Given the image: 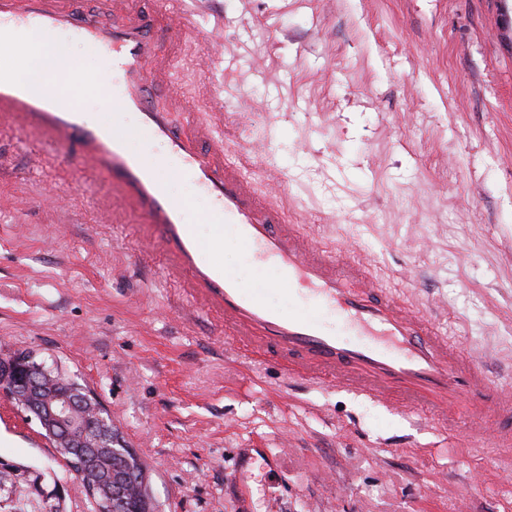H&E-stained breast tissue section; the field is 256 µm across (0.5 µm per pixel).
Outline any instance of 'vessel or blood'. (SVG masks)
I'll return each instance as SVG.
<instances>
[{
  "label": "vessel or blood",
  "instance_id": "vessel-or-blood-1",
  "mask_svg": "<svg viewBox=\"0 0 512 512\" xmlns=\"http://www.w3.org/2000/svg\"><path fill=\"white\" fill-rule=\"evenodd\" d=\"M69 0H0V24L68 30L108 53L109 107L138 115L135 129L88 118L56 95L12 77L15 45L0 42V128L36 135L67 157L73 170L104 174L112 192L157 233L170 259L167 279L183 288L196 310L224 319V336L244 354L271 359L289 378L333 382L368 399L407 410H429L464 400L472 429L494 427L497 445L512 447V402L483 370L478 353L454 339L408 299L383 287L364 264L313 240L290 223L281 196L259 191L232 159L219 129L224 116L192 111L186 95L158 104L154 91L172 81L175 58L197 29L187 12H147L140 0H102L82 15ZM166 143L153 159L131 153L132 134ZM188 174L211 199L205 218L255 262L280 271L288 309L270 308L262 287L245 286L224 271L213 250L196 238L189 203L166 189L169 171Z\"/></svg>",
  "mask_w": 512,
  "mask_h": 512
}]
</instances>
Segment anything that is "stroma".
<instances>
[{
  "label": "stroma",
  "instance_id": "35a3bbf8",
  "mask_svg": "<svg viewBox=\"0 0 512 512\" xmlns=\"http://www.w3.org/2000/svg\"><path fill=\"white\" fill-rule=\"evenodd\" d=\"M197 11L175 60L199 112L273 129L290 215L321 243L354 240L379 282L430 309L512 388V0H172ZM71 64L103 59L67 32ZM46 89L89 117L105 83L57 75ZM199 239L210 200L171 173ZM149 228L108 179L72 173L47 141L0 132V355L54 359L91 390L146 465L158 512H512V451L402 412L288 379L224 341L137 256ZM225 271L267 285L278 271L225 240ZM254 449L251 460L241 451ZM0 456L66 475L39 427L0 398Z\"/></svg>",
  "mask_w": 512,
  "mask_h": 512
}]
</instances>
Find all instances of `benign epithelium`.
<instances>
[{
  "mask_svg": "<svg viewBox=\"0 0 512 512\" xmlns=\"http://www.w3.org/2000/svg\"><path fill=\"white\" fill-rule=\"evenodd\" d=\"M58 364L37 358L34 353L0 356V396L9 398L36 422L41 433L67 456L70 465L82 458L83 448H110L116 453L132 452L112 425V418L96 396L72 379L55 375ZM87 496L96 500L100 485L87 470L71 469ZM64 485L48 484L41 478L30 482L29 492L46 509L62 499Z\"/></svg>",
  "mask_w": 512,
  "mask_h": 512,
  "instance_id": "1",
  "label": "benign epithelium"
}]
</instances>
